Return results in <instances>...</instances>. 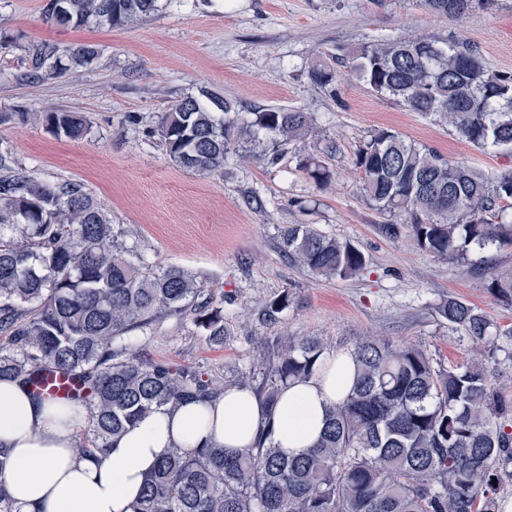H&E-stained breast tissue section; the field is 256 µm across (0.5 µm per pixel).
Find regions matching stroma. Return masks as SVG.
Returning a JSON list of instances; mask_svg holds the SVG:
<instances>
[{"mask_svg":"<svg viewBox=\"0 0 512 512\" xmlns=\"http://www.w3.org/2000/svg\"><path fill=\"white\" fill-rule=\"evenodd\" d=\"M45 0H0V150L10 151L39 183H77L104 209L126 246L155 268L192 271L224 301L227 334L214 344L179 318L153 324L138 340L141 358L223 373L232 381L256 366L282 336H317L330 352L352 350L373 336L427 351L443 366L468 361L472 345L448 331L438 306L454 296L512 326V306L480 286V276L424 252L409 225L397 237L381 227L354 165L359 145L378 129L399 133L451 161L498 173L512 155L480 150L454 128L374 94L338 66L323 88L308 72L341 50L404 34L477 46L488 69L512 72V0H494L469 15L441 18L422 0H158L139 22L65 28L42 19ZM41 43L92 45L88 65L26 79L28 50ZM224 97L248 112L269 105L310 113L312 131L288 144L277 164L229 154L223 170L198 175L177 167L156 132L171 101ZM53 107L81 113L87 131L68 139L19 120ZM322 160L332 177L320 187L299 168ZM291 224L355 243L361 275L326 280L291 265L280 234ZM290 290L288 309L267 319L265 300Z\"/></svg>","mask_w":512,"mask_h":512,"instance_id":"obj_1","label":"stroma"}]
</instances>
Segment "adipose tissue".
<instances>
[{"instance_id":"1","label":"adipose tissue","mask_w":512,"mask_h":512,"mask_svg":"<svg viewBox=\"0 0 512 512\" xmlns=\"http://www.w3.org/2000/svg\"><path fill=\"white\" fill-rule=\"evenodd\" d=\"M353 370L349 352L327 356L313 378L284 390L270 412L250 390L231 387L215 401L153 413L111 441L96 462L76 449L84 409L38 400L16 380L0 381V446L10 450L0 485L21 512H132L147 475L170 448L233 453L251 447L267 425L287 454L313 446L326 410L348 394Z\"/></svg>"}]
</instances>
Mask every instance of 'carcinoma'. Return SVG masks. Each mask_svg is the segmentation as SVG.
Listing matches in <instances>:
<instances>
[{
  "label": "carcinoma",
  "mask_w": 512,
  "mask_h": 512,
  "mask_svg": "<svg viewBox=\"0 0 512 512\" xmlns=\"http://www.w3.org/2000/svg\"><path fill=\"white\" fill-rule=\"evenodd\" d=\"M158 0H47L44 21L121 28L157 11ZM438 17L461 18L491 0H423ZM90 45L32 49L29 76L46 61L59 70L86 64ZM352 70L377 95L453 127L473 146L512 153V73L489 70L476 46L446 49L421 37L365 43L351 52ZM311 81L326 87L337 72L319 63ZM186 97L158 116L169 158L198 174L224 168L240 147L271 163L311 126L307 112L257 108L242 118L218 97ZM39 122L56 136L86 131L78 112L51 110L0 115ZM367 200L403 218L419 249L469 268L470 256L512 246V172L493 173L451 162L435 150L378 129L355 154ZM300 168L316 183L329 178L314 157ZM281 251L291 264L327 280L366 268L352 242L310 224H290ZM483 288L512 305V264ZM203 293L182 267L153 269L119 243L107 215L81 185L38 184L9 152L0 151V379L34 388L47 372L76 376L78 392L64 400L87 412L86 457L148 414L215 399L224 378L194 366L144 360L134 330L179 315L209 341L224 342V306ZM288 291L266 301L272 318L287 309ZM448 330L475 348L468 362L448 368L409 345L367 337L352 350L354 380L332 407L316 444L289 456L261 431L254 447L227 454L220 447L170 449L146 479L133 512H498V494L512 486V397L492 383L488 359L512 326L454 297L438 307ZM327 344L318 336H288L268 351L261 380H240L269 409L293 382L312 378Z\"/></svg>",
  "instance_id": "cac0c4a2"
}]
</instances>
